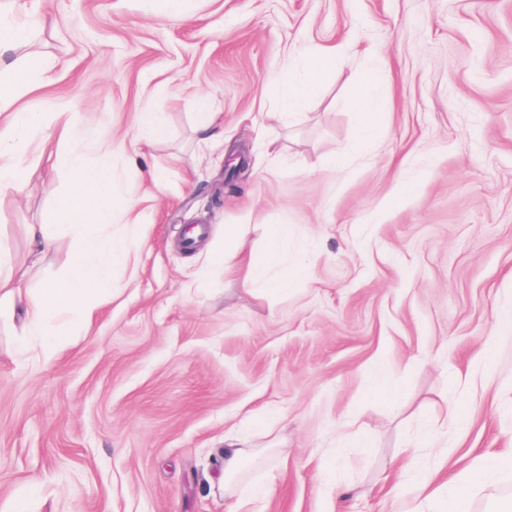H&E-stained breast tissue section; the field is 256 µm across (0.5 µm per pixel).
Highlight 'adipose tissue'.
Returning <instances> with one entry per match:
<instances>
[{
	"label": "adipose tissue",
	"instance_id": "adipose-tissue-1",
	"mask_svg": "<svg viewBox=\"0 0 512 512\" xmlns=\"http://www.w3.org/2000/svg\"><path fill=\"white\" fill-rule=\"evenodd\" d=\"M27 24L0 21V185L21 183L24 173L35 157L36 150L30 132L37 122L34 112L19 107L23 92L39 87L49 70L48 62L31 56L23 66H16L13 52L29 37ZM299 55L303 67L298 77L289 79L284 89L282 104L289 114L302 110L326 82L336 67L334 50L306 46ZM379 70L363 69L355 78L357 105L356 145H363L373 137L378 126L377 87ZM61 137L67 143L58 154L60 166L73 175V189L58 205L51 217L52 223L76 229V254L70 273L49 282L38 298H30L26 289L15 283L4 268L10 258L0 251V319L14 318L17 310H24V332L39 337L38 346L29 350L31 359H39L57 348L59 339L50 322L59 313H66L69 324L81 327L96 315L101 300L112 294V268L135 262V246L117 244L107 229L115 224H134L138 221L131 203L116 205L114 175L110 166H89L84 161L85 147L71 128H63ZM247 227L228 224L224 227V241L219 259L236 265L246 281L263 280L268 269L278 264L281 245L290 230L281 225L273 228L261 255L246 252ZM481 472L472 469L460 481L436 483L435 474L418 469L411 489L417 504L442 505L452 512H470V490L478 483Z\"/></svg>",
	"mask_w": 512,
	"mask_h": 512
}]
</instances>
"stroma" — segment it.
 I'll return each mask as SVG.
<instances>
[{"mask_svg": "<svg viewBox=\"0 0 512 512\" xmlns=\"http://www.w3.org/2000/svg\"><path fill=\"white\" fill-rule=\"evenodd\" d=\"M32 24L50 79L24 99L39 155L0 186V249L23 287L64 275L75 236L28 229L69 190L56 113L95 140H139L111 158L114 204L139 202L136 271L112 270V298L41 363L19 347L23 315L0 323V512H228L221 448L244 434V478L268 486L253 512H398L417 467L457 478L512 459V0H0ZM333 46L344 62L307 109L281 111L284 53ZM385 59L375 139H355L353 84ZM224 115L205 147L196 96ZM248 169L210 202L229 151ZM162 173L153 187L147 171ZM262 252L288 225V267L269 291L211 255L228 224ZM206 228L195 249L185 225ZM192 293H185L186 283ZM465 415L456 427L451 411ZM136 123L143 135L151 140H158L166 134V120L162 112L146 109L137 114Z\"/></svg>", "mask_w": 512, "mask_h": 512, "instance_id": "obj_1", "label": "stroma"}]
</instances>
